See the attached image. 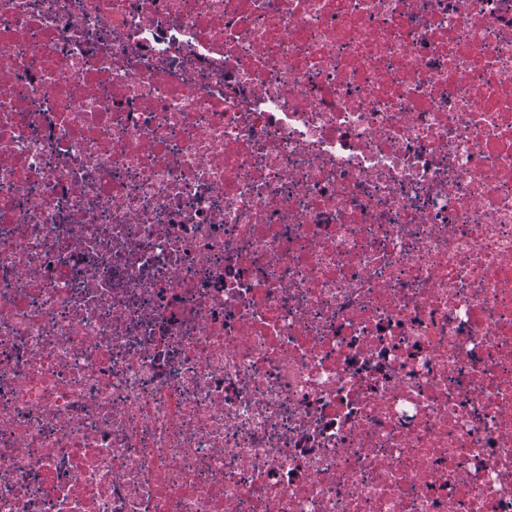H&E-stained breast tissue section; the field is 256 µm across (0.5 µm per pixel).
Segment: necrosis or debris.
I'll use <instances>...</instances> for the list:
<instances>
[{
    "label": "necrosis or debris",
    "instance_id": "necrosis-or-debris-1",
    "mask_svg": "<svg viewBox=\"0 0 512 512\" xmlns=\"http://www.w3.org/2000/svg\"><path fill=\"white\" fill-rule=\"evenodd\" d=\"M0 512H512V0H0Z\"/></svg>",
    "mask_w": 512,
    "mask_h": 512
}]
</instances>
